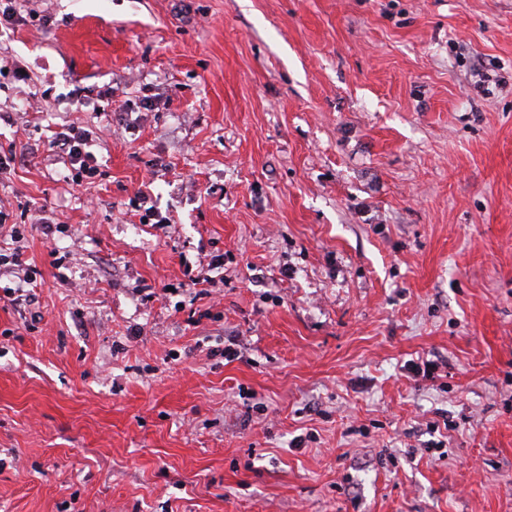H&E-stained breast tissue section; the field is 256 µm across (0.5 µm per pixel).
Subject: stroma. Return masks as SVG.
<instances>
[{
    "mask_svg": "<svg viewBox=\"0 0 512 512\" xmlns=\"http://www.w3.org/2000/svg\"><path fill=\"white\" fill-rule=\"evenodd\" d=\"M20 2L0 512H512V0ZM54 144L66 152L71 171L72 185L80 186L98 174V164L88 147L86 131L73 125H62L56 132Z\"/></svg>",
    "mask_w": 512,
    "mask_h": 512,
    "instance_id": "35a3bbf8",
    "label": "stroma"
}]
</instances>
